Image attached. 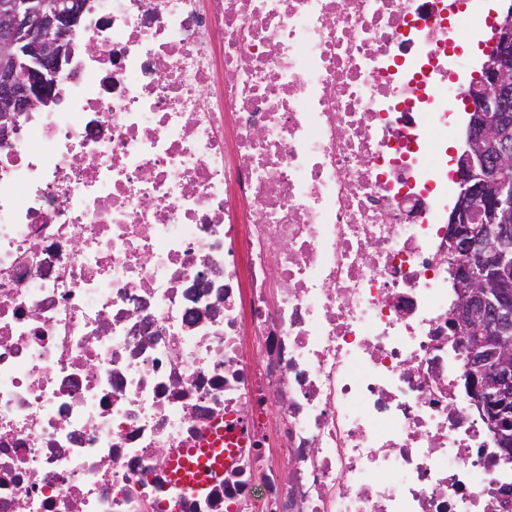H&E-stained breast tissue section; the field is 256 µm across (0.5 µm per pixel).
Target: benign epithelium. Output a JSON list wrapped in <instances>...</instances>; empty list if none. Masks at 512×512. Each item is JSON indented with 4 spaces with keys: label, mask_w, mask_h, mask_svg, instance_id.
<instances>
[{
    "label": "benign epithelium",
    "mask_w": 512,
    "mask_h": 512,
    "mask_svg": "<svg viewBox=\"0 0 512 512\" xmlns=\"http://www.w3.org/2000/svg\"><path fill=\"white\" fill-rule=\"evenodd\" d=\"M89 0H0V143L53 100ZM512 4L494 24L493 59L467 92L458 186L448 216L456 295L448 335L464 350L469 409L512 461Z\"/></svg>",
    "instance_id": "7a95c632"
}]
</instances>
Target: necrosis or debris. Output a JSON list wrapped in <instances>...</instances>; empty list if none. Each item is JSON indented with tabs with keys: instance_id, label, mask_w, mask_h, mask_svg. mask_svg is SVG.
<instances>
[{
	"instance_id": "necrosis-or-debris-1",
	"label": "necrosis or debris",
	"mask_w": 512,
	"mask_h": 512,
	"mask_svg": "<svg viewBox=\"0 0 512 512\" xmlns=\"http://www.w3.org/2000/svg\"><path fill=\"white\" fill-rule=\"evenodd\" d=\"M489 27L92 0L94 52L0 144V512H512L448 334L443 146ZM197 448H182L178 455L171 459L172 467L179 466V476L187 484L192 494L204 492L208 485L210 477L206 474V457H199L198 463L189 459L195 455Z\"/></svg>"
}]
</instances>
